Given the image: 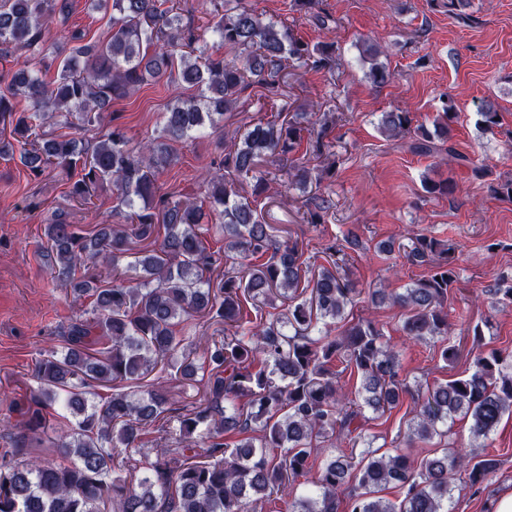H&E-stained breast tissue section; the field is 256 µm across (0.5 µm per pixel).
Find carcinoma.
Segmentation results:
<instances>
[{"label":"carcinoma","mask_w":512,"mask_h":512,"mask_svg":"<svg viewBox=\"0 0 512 512\" xmlns=\"http://www.w3.org/2000/svg\"><path fill=\"white\" fill-rule=\"evenodd\" d=\"M163 0H112V31L106 42L85 44L71 33L60 52L56 79L47 82L30 69L55 43L45 40L49 22L70 13L71 0H0V54L16 56L18 69L1 72L0 121L12 126L19 146L0 142V157L18 158L38 175L52 165L71 181L70 194L83 201L91 191L112 185L117 207L132 211L128 224H98L89 232L70 224L62 212L45 227L47 246L40 257L50 279L91 307L63 330L62 350H50L37 363L36 389L13 404L20 420L4 426L10 447L0 450V512H255L256 504L276 498L285 512H453L452 479L468 467L476 486L497 470V459L477 452L502 418L512 415V356L480 346L489 321L472 329L476 347L468 374L425 386L400 374L399 354L371 319L351 324L347 310L356 289L347 277L350 255L337 239L326 240L328 265L314 270L296 240H278L258 213V198L278 180L307 187L310 171L295 157L324 160L333 176L324 120L304 125L295 116L279 123L258 120L234 131L219 167L207 171L208 208L160 193L156 176L173 161L167 141L187 140L204 127L216 130L224 114L260 98L277 107L280 78L288 68H333L328 45H309L282 22L264 19L244 0L215 4L212 33L239 54V61L215 55L205 34L183 22ZM448 15L466 24L470 0H446ZM375 86L393 79L378 62L380 49L361 47ZM168 76L176 91L164 113L162 137L134 147L115 127L92 144L67 135L49 136L45 121L69 127L98 125L110 103L150 79ZM195 89L187 96L183 90ZM27 102L18 111L17 98ZM483 130L500 124L491 104L480 109ZM456 107L448 102L433 122L434 131L411 129L410 113L384 112L379 128L389 137L412 133L413 151L440 155L459 165L468 156L450 143L449 122ZM269 157L276 172H260L251 195L237 179L257 171ZM329 200L313 197L307 223H325ZM224 236V246L206 251L205 236ZM134 252L132 277L108 283L89 274L115 266ZM453 248L425 234L407 244V260L431 265L430 274L403 291L378 289L374 299L404 310L403 331L417 341H447L453 334L448 300L455 288ZM312 272L311 296L301 299L302 272ZM289 301L288 314L263 315L276 297ZM251 304L255 313L246 309ZM205 324H200V319ZM336 333H331V327ZM203 345V357L185 349ZM171 369L201 399L183 405L150 379ZM359 380L357 396L341 384L344 371ZM112 387L94 401L95 385ZM411 396L413 416L403 440L429 444L452 437L456 418L470 419L468 455L437 448L417 462L404 453L372 448L366 411L383 414L400 397ZM70 411L67 429H51L48 416ZM170 436L174 448L150 457L143 451L149 430ZM54 449V457L22 459L31 445ZM367 447L358 462L346 449ZM317 477L299 495L288 484L307 476L310 460L323 448ZM357 484L340 510L339 493L350 470ZM398 486L397 502L379 496Z\"/></svg>","instance_id":"carcinoma-1"}]
</instances>
